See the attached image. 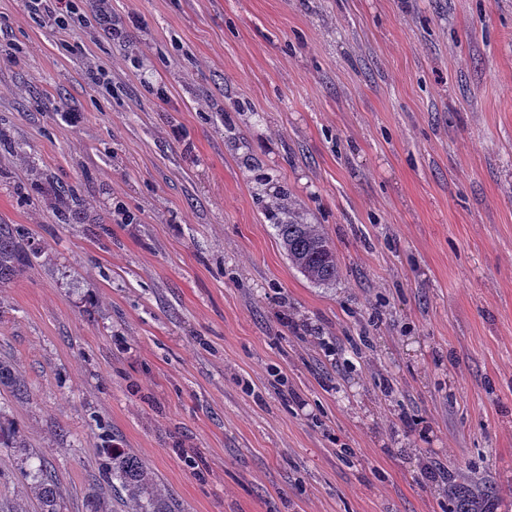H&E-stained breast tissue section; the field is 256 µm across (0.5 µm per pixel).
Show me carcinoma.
Segmentation results:
<instances>
[{
    "label": "carcinoma",
    "instance_id": "1",
    "mask_svg": "<svg viewBox=\"0 0 512 512\" xmlns=\"http://www.w3.org/2000/svg\"><path fill=\"white\" fill-rule=\"evenodd\" d=\"M276 235L289 262L314 284L336 280L339 266L325 234L315 224H303L295 217L274 224ZM27 259L22 241L10 224H0V282L15 276ZM0 385L18 396L27 392L25 383L10 367L0 363ZM105 475L124 494L128 512H172L166 498L154 490L146 467L140 459L118 448L104 447ZM40 512H60L57 477L45 468L33 474Z\"/></svg>",
    "mask_w": 512,
    "mask_h": 512
}]
</instances>
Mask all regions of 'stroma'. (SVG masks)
Wrapping results in <instances>:
<instances>
[{"mask_svg":"<svg viewBox=\"0 0 512 512\" xmlns=\"http://www.w3.org/2000/svg\"><path fill=\"white\" fill-rule=\"evenodd\" d=\"M105 9L117 34L59 33L0 0V224L29 245L0 512H40L42 464L61 512H123L107 441L175 512H512V0ZM281 206L336 281L292 268ZM274 224L289 262L314 284L336 280L339 266L325 234L315 224H303L290 216ZM37 489V497L41 512H59L60 499L57 491V477L54 472L46 468L37 469L32 475Z\"/></svg>","mask_w":512,"mask_h":512,"instance_id":"35a3bbf8","label":"stroma"}]
</instances>
